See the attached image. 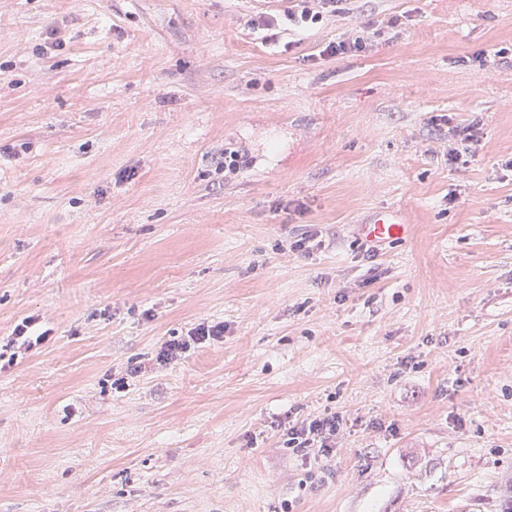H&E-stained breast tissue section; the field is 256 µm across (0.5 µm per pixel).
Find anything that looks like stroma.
I'll return each mask as SVG.
<instances>
[{
    "label": "stroma",
    "mask_w": 512,
    "mask_h": 512,
    "mask_svg": "<svg viewBox=\"0 0 512 512\" xmlns=\"http://www.w3.org/2000/svg\"><path fill=\"white\" fill-rule=\"evenodd\" d=\"M261 7L0 0V512H493L512 54L465 59L512 46V0H352L290 52L246 26ZM369 21L371 51L324 55ZM382 206L412 232L370 254ZM311 224L323 247L290 252ZM204 320L223 338L156 366ZM330 410L335 455L281 447ZM480 123L475 122L466 127L453 131V146L448 149V163L462 165L471 162L476 157L477 146L481 142ZM37 324L38 318H25L13 330L16 341H20L21 345H25L28 349L44 343L48 339L50 332L48 329L38 332Z\"/></svg>",
    "instance_id": "35a3bbf8"
}]
</instances>
